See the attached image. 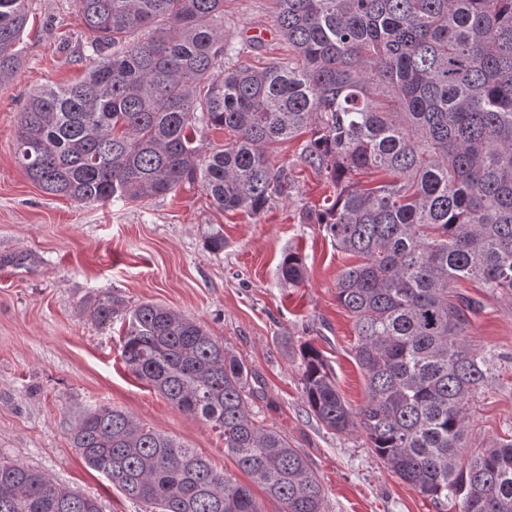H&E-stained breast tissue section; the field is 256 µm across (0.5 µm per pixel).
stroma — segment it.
<instances>
[{"instance_id":"1","label":"stroma","mask_w":512,"mask_h":512,"mask_svg":"<svg viewBox=\"0 0 512 512\" xmlns=\"http://www.w3.org/2000/svg\"><path fill=\"white\" fill-rule=\"evenodd\" d=\"M24 64L0 86V458L35 467L98 497L103 512H147L87 467L71 445L75 420L109 404L206 456L248 483L224 439L202 418L174 408L124 364L121 320L101 326L88 303L108 293L134 306L152 302L188 315L247 365L251 410L307 458L325 490V512H459L437 508L379 461L362 433L339 435L306 409L301 345L315 346L351 408L365 399L352 355L353 322L336 300V280L353 259L305 211L334 200L336 187L301 163L300 140L269 151L290 169L291 196L263 214L217 211L200 184L140 203L85 204L50 195L15 161L19 114L34 88L79 77L90 39L71 0H31ZM224 48L230 60L262 64L288 55L274 0H224ZM224 232L223 250L207 240ZM298 254L306 277L280 274ZM455 291L480 299L469 341L499 353L498 374L469 403L468 448L512 435V297L482 294L469 280Z\"/></svg>"}]
</instances>
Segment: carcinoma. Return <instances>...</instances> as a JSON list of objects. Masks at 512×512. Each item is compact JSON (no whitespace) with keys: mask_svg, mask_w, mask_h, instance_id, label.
Returning a JSON list of instances; mask_svg holds the SVG:
<instances>
[{"mask_svg":"<svg viewBox=\"0 0 512 512\" xmlns=\"http://www.w3.org/2000/svg\"><path fill=\"white\" fill-rule=\"evenodd\" d=\"M92 36L85 74L33 92L15 159L46 193L141 201L200 183L222 212L258 216L294 187L268 150L304 132L301 162L336 184L305 212L356 258L336 282L353 318L366 399L351 411L322 354L301 346L302 399L436 504L512 512V435L465 453L471 398L496 376L472 347L468 279L512 295V0H274L288 60L224 65V0H73ZM28 0H0V84L22 64ZM231 135L202 159L200 128ZM381 173L360 185L349 175ZM280 273L299 284L304 264ZM120 317L128 369L224 437L284 512H325L308 460L250 410L248 369L197 320L159 304L89 306ZM86 465L156 512H261L252 490L195 449L101 405L72 427ZM0 512H102L98 498L0 459Z\"/></svg>","mask_w":512,"mask_h":512,"instance_id":"1","label":"carcinoma"}]
</instances>
